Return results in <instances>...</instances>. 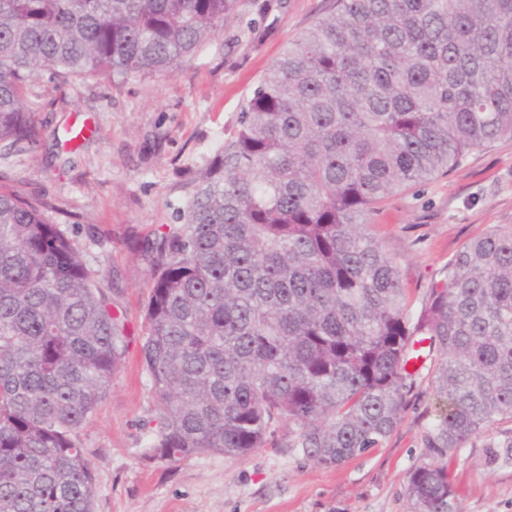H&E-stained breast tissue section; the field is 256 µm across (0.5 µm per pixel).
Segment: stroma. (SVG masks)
I'll return each instance as SVG.
<instances>
[{"label": "stroma", "instance_id": "1", "mask_svg": "<svg viewBox=\"0 0 512 512\" xmlns=\"http://www.w3.org/2000/svg\"><path fill=\"white\" fill-rule=\"evenodd\" d=\"M332 0H242L209 41L170 75L35 78L28 101L42 138L0 154V190L46 200V216L112 286L126 353L80 433L96 484L94 512H408L407 477L427 461L424 436L440 413L428 372L417 376L401 421L381 447L325 467L289 447L280 428L245 457L168 462L151 457L154 403L143 367L151 269L142 248L176 224L205 168L234 136L239 112L269 66ZM82 136L69 141L70 129ZM498 224H512V139L380 202L368 231L394 258L413 304L449 259ZM462 512H512V419L454 454Z\"/></svg>", "mask_w": 512, "mask_h": 512}]
</instances>
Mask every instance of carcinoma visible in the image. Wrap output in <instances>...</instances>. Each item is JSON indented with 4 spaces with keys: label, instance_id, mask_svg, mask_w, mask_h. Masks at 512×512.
Returning a JSON list of instances; mask_svg holds the SVG:
<instances>
[{
    "label": "carcinoma",
    "instance_id": "obj_1",
    "mask_svg": "<svg viewBox=\"0 0 512 512\" xmlns=\"http://www.w3.org/2000/svg\"><path fill=\"white\" fill-rule=\"evenodd\" d=\"M242 0H0V149L40 137L29 83L176 71ZM512 139V0H333L146 242L153 456H246L282 425L323 466L396 429L428 344L445 411L410 512H461L448 455L512 418V224L412 306L375 205ZM49 204L0 191V512H94L81 430L126 349L111 288Z\"/></svg>",
    "mask_w": 512,
    "mask_h": 512
}]
</instances>
